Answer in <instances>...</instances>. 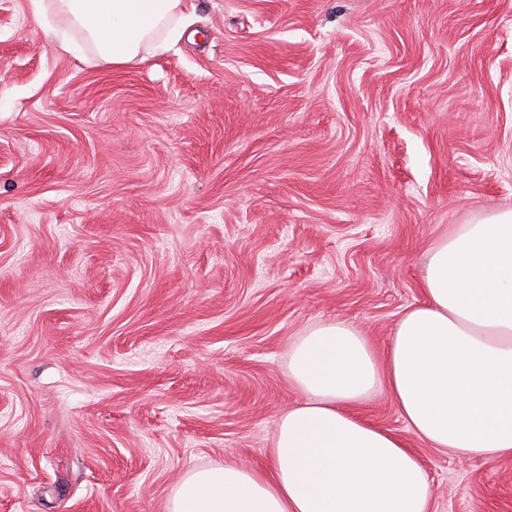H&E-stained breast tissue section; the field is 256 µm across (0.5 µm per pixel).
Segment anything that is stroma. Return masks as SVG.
Listing matches in <instances>:
<instances>
[{
    "instance_id": "1",
    "label": "stroma",
    "mask_w": 512,
    "mask_h": 512,
    "mask_svg": "<svg viewBox=\"0 0 512 512\" xmlns=\"http://www.w3.org/2000/svg\"><path fill=\"white\" fill-rule=\"evenodd\" d=\"M114 67L0 0V512H168L265 468L290 351L383 352L444 233L512 208V0H189ZM432 512H512V458L417 438Z\"/></svg>"
}]
</instances>
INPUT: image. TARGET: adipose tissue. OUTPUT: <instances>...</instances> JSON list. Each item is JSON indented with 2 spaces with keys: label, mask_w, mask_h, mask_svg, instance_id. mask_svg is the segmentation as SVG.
I'll list each match as a JSON object with an SVG mask.
<instances>
[{
  "label": "adipose tissue",
  "mask_w": 512,
  "mask_h": 512,
  "mask_svg": "<svg viewBox=\"0 0 512 512\" xmlns=\"http://www.w3.org/2000/svg\"><path fill=\"white\" fill-rule=\"evenodd\" d=\"M184 0H58L105 63L166 48L187 27ZM423 304L396 322L384 356L350 323L296 342L291 381L304 401L277 424L269 467L196 469L169 512H431L417 457L354 406L384 391L434 448L512 455V209L455 227L430 248Z\"/></svg>",
  "instance_id": "obj_1"
}]
</instances>
